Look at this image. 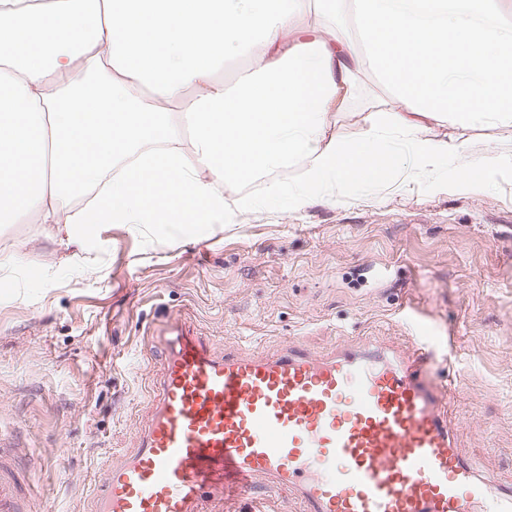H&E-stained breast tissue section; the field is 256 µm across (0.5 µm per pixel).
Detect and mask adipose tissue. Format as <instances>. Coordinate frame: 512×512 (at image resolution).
Returning <instances> with one entry per match:
<instances>
[{"instance_id": "ef3b65f1", "label": "adipose tissue", "mask_w": 512, "mask_h": 512, "mask_svg": "<svg viewBox=\"0 0 512 512\" xmlns=\"http://www.w3.org/2000/svg\"><path fill=\"white\" fill-rule=\"evenodd\" d=\"M497 2L353 0L355 37L292 45L311 0H0V224H53L60 246L85 252L102 224H238L268 199L299 211L334 182L370 191L405 162L429 171L449 151L429 123L512 122ZM257 46L262 67L232 89L217 80L227 49ZM362 65L397 109L359 140L329 138ZM294 164V187L237 191Z\"/></svg>"}]
</instances>
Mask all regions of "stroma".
Instances as JSON below:
<instances>
[{"mask_svg": "<svg viewBox=\"0 0 512 512\" xmlns=\"http://www.w3.org/2000/svg\"><path fill=\"white\" fill-rule=\"evenodd\" d=\"M392 97L368 69L330 120L360 137ZM472 156L512 155V124L433 125ZM51 224L0 227V430L19 463L41 464L32 512H83L111 454L132 453L156 365L142 353L161 320L183 316L217 348L382 354L430 332V374L454 390L453 442L512 487V174L473 188L454 157L402 170L376 190L334 186L303 210L266 202L239 224L149 236L102 226L89 253ZM95 275H88V267Z\"/></svg>", "mask_w": 512, "mask_h": 512, "instance_id": "35a3bbf8", "label": "stroma"}]
</instances>
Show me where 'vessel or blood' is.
<instances>
[{
    "label": "vessel or blood",
    "instance_id": "1",
    "mask_svg": "<svg viewBox=\"0 0 512 512\" xmlns=\"http://www.w3.org/2000/svg\"><path fill=\"white\" fill-rule=\"evenodd\" d=\"M145 351L160 357L150 417L135 451L107 462L89 512H204L268 484L300 512H512V490L455 450L451 391L428 379L425 345L393 362L296 345L220 354L175 317ZM33 488L0 448V512H28Z\"/></svg>",
    "mask_w": 512,
    "mask_h": 512
}]
</instances>
